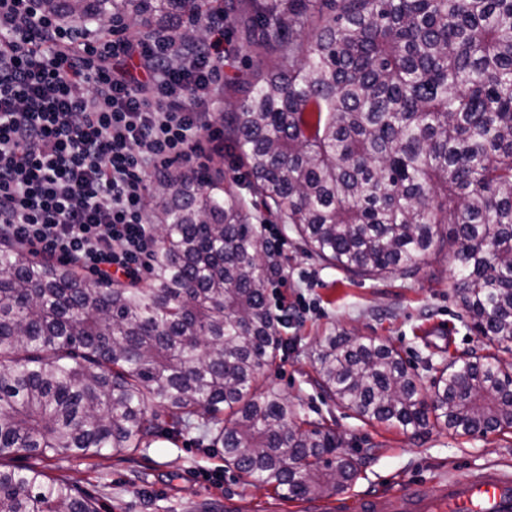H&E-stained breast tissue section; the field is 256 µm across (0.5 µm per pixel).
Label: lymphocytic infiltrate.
<instances>
[{
    "instance_id": "1",
    "label": "lymphocytic infiltrate",
    "mask_w": 512,
    "mask_h": 512,
    "mask_svg": "<svg viewBox=\"0 0 512 512\" xmlns=\"http://www.w3.org/2000/svg\"><path fill=\"white\" fill-rule=\"evenodd\" d=\"M205 29L188 42L0 0V238L99 280L139 276L157 244L154 182L224 151L231 31L219 11Z\"/></svg>"
}]
</instances>
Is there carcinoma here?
<instances>
[{
	"mask_svg": "<svg viewBox=\"0 0 512 512\" xmlns=\"http://www.w3.org/2000/svg\"><path fill=\"white\" fill-rule=\"evenodd\" d=\"M71 22L121 15L188 35L221 10L254 57L225 87L224 139L264 208L308 252L354 276L411 275L452 252L462 307L512 343V0H44ZM145 281L90 278L0 241V512H98L24 453L133 452L160 415L206 414L251 485L311 499L358 478L339 437L293 421L265 371L282 347L266 244L220 172L155 181ZM327 398L370 423L512 431V372L450 358L429 394L392 344L326 336Z\"/></svg>",
	"mask_w": 512,
	"mask_h": 512,
	"instance_id": "obj_1",
	"label": "carcinoma"
}]
</instances>
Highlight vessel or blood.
Masks as SVG:
<instances>
[{
	"label": "vessel or blood",
	"mask_w": 512,
	"mask_h": 512,
	"mask_svg": "<svg viewBox=\"0 0 512 512\" xmlns=\"http://www.w3.org/2000/svg\"><path fill=\"white\" fill-rule=\"evenodd\" d=\"M358 512H512V472L490 468L453 480L431 491L410 485L391 494L359 500Z\"/></svg>",
	"instance_id": "1"
}]
</instances>
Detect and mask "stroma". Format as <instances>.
I'll return each mask as SVG.
<instances>
[{
    "instance_id": "1",
    "label": "stroma",
    "mask_w": 512,
    "mask_h": 512,
    "mask_svg": "<svg viewBox=\"0 0 512 512\" xmlns=\"http://www.w3.org/2000/svg\"><path fill=\"white\" fill-rule=\"evenodd\" d=\"M210 165L236 181L254 224L275 223V216L249 190L237 151L225 148ZM282 230L286 245L277 261L287 270L288 282L280 291L290 301L305 297L311 309L282 327L283 345L266 382L295 403L302 419L330 427L345 447L359 451L355 484L347 492L316 498V505L324 512H354L360 496L395 486L429 488L437 478L491 467L512 472V434L458 435L437 427L414 433L371 425L329 400L315 383L310 355L319 339L331 334L393 342L425 382L430 379L428 362L481 353L485 339L461 306L452 258L445 253L431 256L413 277L396 272L355 278L309 254L292 225ZM196 423V428L177 434L169 423H161L148 444L124 455H61L41 461L18 454L8 463L15 468L38 466L69 481L96 501L99 512H227L230 504L234 512H305L304 501L246 484L238 471L225 466L220 447L203 432L204 418Z\"/></svg>"
}]
</instances>
